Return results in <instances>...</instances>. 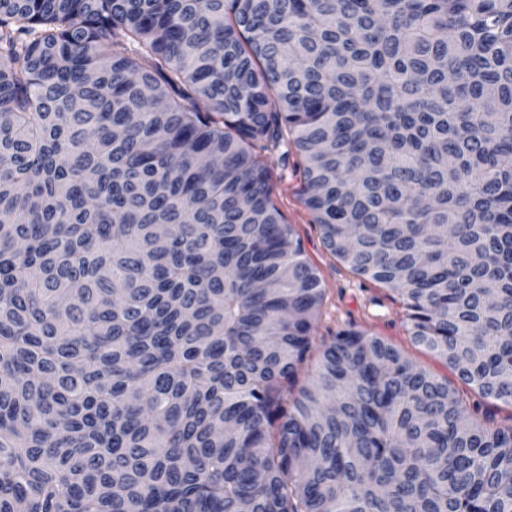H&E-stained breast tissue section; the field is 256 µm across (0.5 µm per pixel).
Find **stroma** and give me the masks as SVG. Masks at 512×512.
<instances>
[{
    "mask_svg": "<svg viewBox=\"0 0 512 512\" xmlns=\"http://www.w3.org/2000/svg\"><path fill=\"white\" fill-rule=\"evenodd\" d=\"M272 185L276 204L288 222L294 224L326 290L322 315L315 330V344L329 341L338 328L352 325L396 345L421 367L447 376L448 368L434 355L412 344L400 303L393 293L354 275L324 250L320 230L302 200L303 180L296 158H289L284 164L273 163Z\"/></svg>",
    "mask_w": 512,
    "mask_h": 512,
    "instance_id": "stroma-1",
    "label": "stroma"
}]
</instances>
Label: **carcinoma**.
Instances as JSON below:
<instances>
[{
  "instance_id": "obj_1",
  "label": "carcinoma",
  "mask_w": 512,
  "mask_h": 512,
  "mask_svg": "<svg viewBox=\"0 0 512 512\" xmlns=\"http://www.w3.org/2000/svg\"><path fill=\"white\" fill-rule=\"evenodd\" d=\"M292 152L471 393L352 329L299 382ZM511 159L512 0H0V512H512Z\"/></svg>"
}]
</instances>
